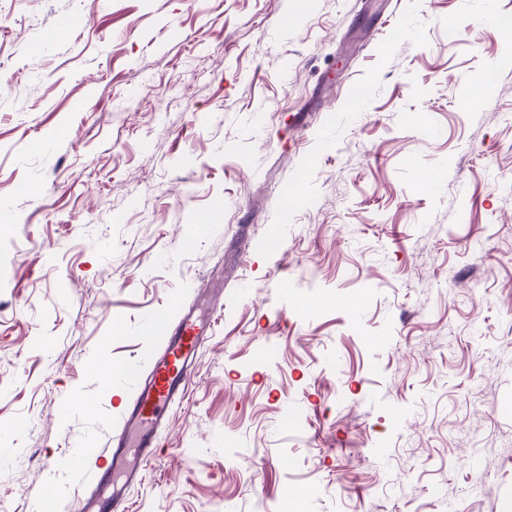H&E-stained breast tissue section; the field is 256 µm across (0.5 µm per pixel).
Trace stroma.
<instances>
[{
  "instance_id": "1",
  "label": "stroma",
  "mask_w": 512,
  "mask_h": 512,
  "mask_svg": "<svg viewBox=\"0 0 512 512\" xmlns=\"http://www.w3.org/2000/svg\"><path fill=\"white\" fill-rule=\"evenodd\" d=\"M495 15L0 0V512H74L64 459L103 455L125 398L93 362L145 367L148 322L213 295L130 512H512Z\"/></svg>"
}]
</instances>
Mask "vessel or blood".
Masks as SVG:
<instances>
[{"label":"vessel or blood","instance_id":"vessel-or-blood-1","mask_svg":"<svg viewBox=\"0 0 512 512\" xmlns=\"http://www.w3.org/2000/svg\"><path fill=\"white\" fill-rule=\"evenodd\" d=\"M207 329L202 316L190 312L164 320L160 355L146 374L130 367L119 376L117 388L126 400L110 453L91 464L79 457L69 460L70 467L95 487L81 498L77 512H129L126 488L142 478L154 457L157 427L169 405L188 387L189 362L196 357Z\"/></svg>","mask_w":512,"mask_h":512}]
</instances>
